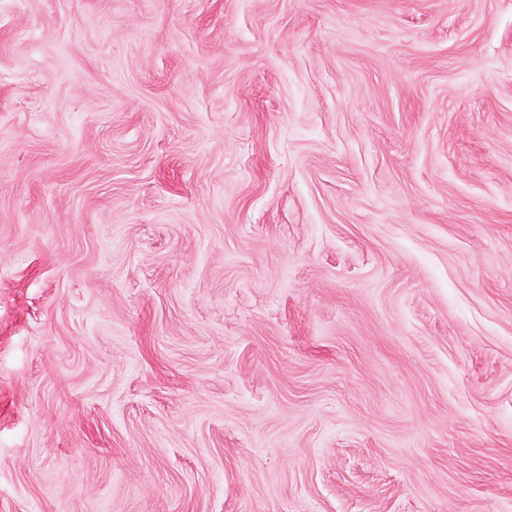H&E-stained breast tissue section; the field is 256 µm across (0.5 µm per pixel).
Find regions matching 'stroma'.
Returning <instances> with one entry per match:
<instances>
[{"instance_id": "1", "label": "stroma", "mask_w": 512, "mask_h": 512, "mask_svg": "<svg viewBox=\"0 0 512 512\" xmlns=\"http://www.w3.org/2000/svg\"><path fill=\"white\" fill-rule=\"evenodd\" d=\"M0 512H512V0H0Z\"/></svg>"}]
</instances>
